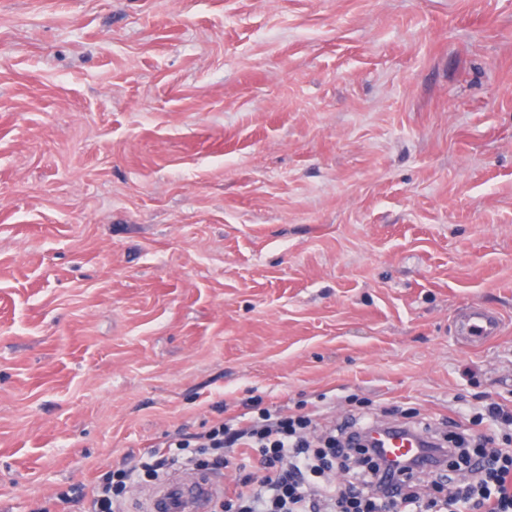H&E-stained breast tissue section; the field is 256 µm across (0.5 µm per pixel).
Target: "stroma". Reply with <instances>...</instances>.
Segmentation results:
<instances>
[{"mask_svg":"<svg viewBox=\"0 0 512 512\" xmlns=\"http://www.w3.org/2000/svg\"><path fill=\"white\" fill-rule=\"evenodd\" d=\"M493 401L512 0H0V512L263 408ZM500 318L480 307L472 306L460 313L456 320V329L462 339L473 344H484L499 335Z\"/></svg>","mask_w":512,"mask_h":512,"instance_id":"1","label":"stroma"}]
</instances>
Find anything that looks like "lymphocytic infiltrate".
I'll use <instances>...</instances> for the list:
<instances>
[{
	"label": "lymphocytic infiltrate",
	"mask_w": 512,
	"mask_h": 512,
	"mask_svg": "<svg viewBox=\"0 0 512 512\" xmlns=\"http://www.w3.org/2000/svg\"><path fill=\"white\" fill-rule=\"evenodd\" d=\"M312 420L304 414L281 416L264 410L233 426L215 423L208 431L165 442L162 449L130 467L113 469L91 493L70 488L63 497L82 512H119L133 478L155 479L176 461L197 463L199 449L209 451L205 466L220 469L224 451L239 449L243 461L258 464V481H246L225 492L220 512H422L417 496L405 493L402 479L385 467L381 455L361 445V432L343 442L328 438L326 447H312L307 438ZM361 456L357 466H343L345 481L327 474L333 457L345 451ZM441 449L414 464L417 472L432 476L434 485H447L445 498L431 500L437 512H512V448H480L470 481L448 483L444 464L454 456Z\"/></svg>",
	"instance_id": "obj_1"
}]
</instances>
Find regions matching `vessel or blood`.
<instances>
[{"mask_svg":"<svg viewBox=\"0 0 512 512\" xmlns=\"http://www.w3.org/2000/svg\"><path fill=\"white\" fill-rule=\"evenodd\" d=\"M500 318L480 307L472 306L460 313L456 329L462 339L482 344L499 335ZM377 438L386 461L401 468L406 460L420 457L419 441L409 434L377 427ZM224 492L223 479L198 472L169 474L144 493L139 512H212L216 499Z\"/></svg>","mask_w":512,"mask_h":512,"instance_id":"obj_1","label":"vessel or blood"}]
</instances>
